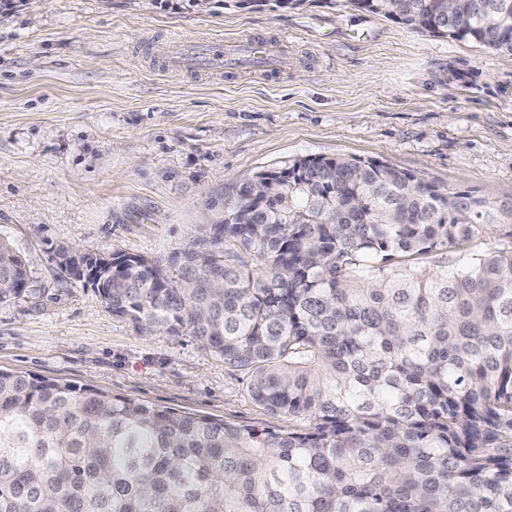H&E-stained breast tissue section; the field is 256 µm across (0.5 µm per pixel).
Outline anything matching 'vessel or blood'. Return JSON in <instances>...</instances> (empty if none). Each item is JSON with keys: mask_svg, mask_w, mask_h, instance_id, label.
Masks as SVG:
<instances>
[{"mask_svg": "<svg viewBox=\"0 0 512 512\" xmlns=\"http://www.w3.org/2000/svg\"><path fill=\"white\" fill-rule=\"evenodd\" d=\"M286 44L283 38H246L232 42L183 40L179 43V66L192 72L213 74L241 70L272 72L280 65Z\"/></svg>", "mask_w": 512, "mask_h": 512, "instance_id": "b4317fda", "label": "vessel or blood"}]
</instances>
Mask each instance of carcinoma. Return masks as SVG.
I'll list each match as a JSON object with an SVG mask.
<instances>
[{
	"mask_svg": "<svg viewBox=\"0 0 512 512\" xmlns=\"http://www.w3.org/2000/svg\"><path fill=\"white\" fill-rule=\"evenodd\" d=\"M500 2L349 0L512 54ZM495 220L380 161L303 158L236 184L177 278L58 248L112 314L185 329L289 426L1 369L0 512H512V247L466 249ZM27 285L0 238V303Z\"/></svg>",
	"mask_w": 512,
	"mask_h": 512,
	"instance_id": "1",
	"label": "carcinoma"
}]
</instances>
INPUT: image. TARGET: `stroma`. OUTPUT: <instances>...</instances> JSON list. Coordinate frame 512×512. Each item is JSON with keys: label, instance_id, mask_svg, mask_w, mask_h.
Masks as SVG:
<instances>
[{"label": "stroma", "instance_id": "35a3bbf8", "mask_svg": "<svg viewBox=\"0 0 512 512\" xmlns=\"http://www.w3.org/2000/svg\"><path fill=\"white\" fill-rule=\"evenodd\" d=\"M287 37L276 72L176 68L183 38ZM380 160L468 191L512 246V56L415 33L347 0H21L0 17V238L29 287L0 303V369L178 411L287 427L186 330L115 316L61 273L65 246L164 265L235 179L305 157Z\"/></svg>", "mask_w": 512, "mask_h": 512}]
</instances>
